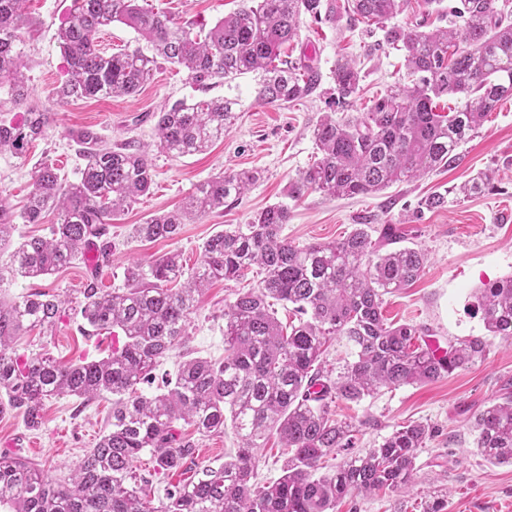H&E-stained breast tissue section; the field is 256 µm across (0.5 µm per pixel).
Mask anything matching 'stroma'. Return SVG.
Listing matches in <instances>:
<instances>
[{
  "instance_id": "1",
  "label": "stroma",
  "mask_w": 512,
  "mask_h": 512,
  "mask_svg": "<svg viewBox=\"0 0 512 512\" xmlns=\"http://www.w3.org/2000/svg\"><path fill=\"white\" fill-rule=\"evenodd\" d=\"M153 8L214 26L236 11L242 0H148ZM71 0H29L27 10L37 23L33 37L19 43L28 61L29 102L53 114L45 139L29 145L25 154H0V202L20 211L34 166L55 163L62 178L75 180L82 161L71 131L92 128L105 139H135L149 144L154 138L156 114L178 100L229 98L236 100L237 118L207 152L182 158L154 154L153 185L148 195L113 218L106 236L112 244L108 265L92 271L79 259L59 272L36 280L4 278L0 297L40 291L65 298L61 317L51 332L19 336L18 352L44 350L63 360L103 357L99 336L82 330V291L91 273L104 287L124 285V269L131 260L146 262L177 250L187 267L201 261L202 243L229 224L247 223L258 210L274 203L288 206L284 233L298 247L331 242L350 234L358 225L381 229L399 225L406 245L427 251L429 261L412 286L387 296L384 314L389 321L426 327L429 339L440 346L485 335L475 311L479 288L512 276V99L501 101L485 123L460 149L457 164L431 171L423 178L397 183L370 196L329 197L312 191L303 198H288L290 182L316 158L313 128L325 112L352 119L367 111L394 84H407V69L400 52L373 45L359 23L340 20L329 24L302 16L299 36L284 47L282 56L316 66L321 86L312 96L283 106H261L255 101L258 73L216 81L210 89L195 85L185 71L170 66L158 69L141 93L132 99H74L56 103L53 91L64 74L56 29ZM356 62L362 81L359 94L345 105H334L333 71L339 58ZM257 169L261 179L237 202L207 216L201 223L183 225L175 240L139 241L131 227L151 216L181 208L196 186L224 169ZM491 174V188L474 196L451 194V187L475 173ZM448 191L447 204L422 210L418 202L431 193ZM253 269L243 282H216L202 295L189 316L187 351L212 360L224 357V305L239 288L260 281ZM512 386V343L497 339L488 356L474 365L435 381L382 389L360 403L336 402L337 418L361 424L358 445L370 448L394 426L422 422L432 437L417 459L414 483L404 494L381 493L349 497L338 512H396L399 504L420 502L428 492L448 493V512H512V465H493L475 447L477 414ZM109 399L83 401L59 398L46 402L44 422L28 428L20 413H0V452L21 455L55 476L68 475L84 451L94 447L111 415ZM195 450L181 469L152 480L154 504L165 500V490L193 479L200 469L222 465L233 456L239 439L232 429L202 436L182 426Z\"/></svg>"
}]
</instances>
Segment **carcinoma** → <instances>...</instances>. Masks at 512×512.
<instances>
[{
  "label": "carcinoma",
  "instance_id": "1",
  "mask_svg": "<svg viewBox=\"0 0 512 512\" xmlns=\"http://www.w3.org/2000/svg\"><path fill=\"white\" fill-rule=\"evenodd\" d=\"M28 0H0V80L25 107L19 120H0V152L21 155L48 136L51 113L27 106L26 64L15 46L35 32ZM408 0H351V21L366 20L383 43L405 53L411 84L398 85L367 112L338 120L326 112L313 129L320 157L288 187L297 200L307 191L330 197L374 195L394 183L414 181L459 160V149L497 104L512 97V21L496 0H460L446 28L424 30L391 23ZM336 22V0H250L206 34L194 24L155 11L139 0H74L57 38L66 62L54 96L73 99L134 97L162 63L181 67L201 89L231 75L260 72L255 101L282 106L314 93L319 70L280 60L284 45L298 37L304 15ZM121 23L151 46L115 53L99 48L103 28ZM337 103L359 93L352 61H336ZM462 94L464 102L443 114L436 99ZM237 102L211 98L177 101L158 112L154 146L171 157L207 150L224 139ZM84 160L75 181L60 178L44 161L32 173L27 201L15 214L0 204V251L11 249L8 272L37 279L73 264L92 239L107 233L112 216L147 194L153 184L149 152L131 142L112 144L92 129L71 132ZM260 178L257 170H225L201 183L184 206L134 225L137 238L173 240L181 225L200 221L238 201ZM479 173L460 186L467 196L486 190ZM51 211L56 221L44 237L16 242V219L39 224ZM288 206L255 212L246 224H231L201 247L200 265L186 267L167 252L145 265L129 263L125 287L93 280L83 288L81 316L92 331L122 338L100 359L61 361L47 353L19 354L15 338L49 329L60 301L35 291L0 300V414L19 410L28 428L43 423L45 402L60 397L89 401L112 397L109 427L66 478H54L28 459L0 454V505L11 512H336L348 496L380 490L400 493L411 485L418 452L430 437L422 423L395 427L375 448L353 452L358 426L333 417L336 401L358 403L384 388L437 380L485 359L491 339H512V277L481 289L477 311L486 336L448 345L438 357L424 344L425 329L385 317V296L410 287L427 254L396 246L400 235L385 225L377 239L360 225L348 236L306 247L282 235ZM264 270L257 287L224 306V361L194 357L175 377L154 385L161 359L185 345L189 315L216 280L235 281L252 266ZM275 299L293 305L295 321L284 325L271 309ZM346 341L348 358L334 372L322 367L328 343ZM155 386L146 393L142 385ZM183 421L210 435L231 425L241 440L235 455L218 468L168 492L153 506L132 464L147 451L157 473L180 467L192 445L181 437ZM476 448L491 463L512 465V394L481 411L475 420ZM276 433L286 460L282 474L257 488L258 449ZM345 451L336 469L321 463ZM421 512H448L443 494L420 503Z\"/></svg>",
  "mask_w": 512,
  "mask_h": 512
}]
</instances>
